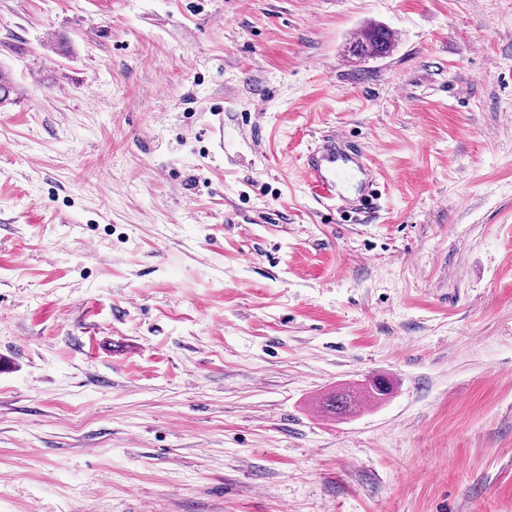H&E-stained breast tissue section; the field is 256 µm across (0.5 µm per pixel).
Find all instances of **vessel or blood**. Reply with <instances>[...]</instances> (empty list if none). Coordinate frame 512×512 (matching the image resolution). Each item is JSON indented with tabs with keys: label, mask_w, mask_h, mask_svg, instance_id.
I'll use <instances>...</instances> for the list:
<instances>
[{
	"label": "vessel or blood",
	"mask_w": 512,
	"mask_h": 512,
	"mask_svg": "<svg viewBox=\"0 0 512 512\" xmlns=\"http://www.w3.org/2000/svg\"><path fill=\"white\" fill-rule=\"evenodd\" d=\"M308 184L317 196L342 202L358 199L361 212H368L374 196L369 189L368 168L358 151L342 136L332 134L310 152L304 162Z\"/></svg>",
	"instance_id": "1"
}]
</instances>
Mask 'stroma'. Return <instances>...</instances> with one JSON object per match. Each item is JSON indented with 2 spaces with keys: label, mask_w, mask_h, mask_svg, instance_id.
<instances>
[{
  "label": "stroma",
  "mask_w": 512,
  "mask_h": 512,
  "mask_svg": "<svg viewBox=\"0 0 512 512\" xmlns=\"http://www.w3.org/2000/svg\"><path fill=\"white\" fill-rule=\"evenodd\" d=\"M0 65V512H512V0H0ZM392 47L390 32L382 26H371L351 43L349 52L360 59H369L389 54ZM340 135L332 134L310 152L304 162L308 184L321 198H338L350 202L355 195L360 202V212L373 209L374 195L369 189V169L357 150L346 144ZM378 378L369 380L366 384L362 385L358 389H336L323 398L320 401L321 409L332 416H339L347 414L351 411H356L362 403H378L384 398L381 396V391L376 386V380Z\"/></svg>",
  "instance_id": "obj_1"
}]
</instances>
